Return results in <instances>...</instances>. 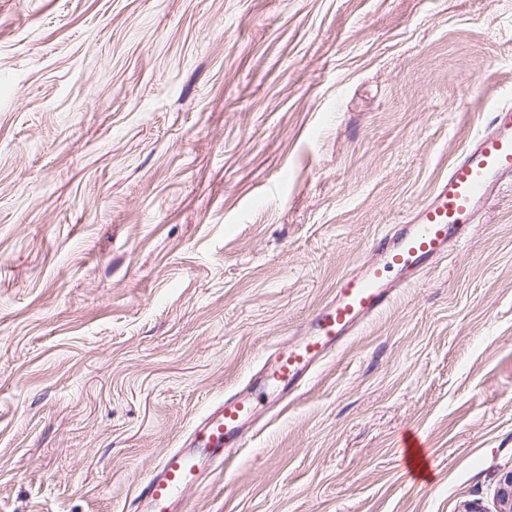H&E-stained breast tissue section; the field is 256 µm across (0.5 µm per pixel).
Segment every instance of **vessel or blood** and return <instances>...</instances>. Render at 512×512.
<instances>
[{
	"label": "vessel or blood",
	"instance_id": "b4317fda",
	"mask_svg": "<svg viewBox=\"0 0 512 512\" xmlns=\"http://www.w3.org/2000/svg\"><path fill=\"white\" fill-rule=\"evenodd\" d=\"M512 185V105L493 108L395 234L373 244L374 260L343 273L310 314L303 336L276 347L245 388L214 402L179 447L165 452L137 489L129 512H193L192 496L254 436L272 404L301 395L317 370L414 282L473 234L501 189Z\"/></svg>",
	"mask_w": 512,
	"mask_h": 512
}]
</instances>
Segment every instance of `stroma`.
I'll return each mask as SVG.
<instances>
[{
  "label": "stroma",
  "instance_id": "35a3bbf8",
  "mask_svg": "<svg viewBox=\"0 0 512 512\" xmlns=\"http://www.w3.org/2000/svg\"><path fill=\"white\" fill-rule=\"evenodd\" d=\"M506 103L512 0H0V512H126ZM509 471L512 186L193 507L495 512Z\"/></svg>",
  "mask_w": 512,
  "mask_h": 512
}]
</instances>
